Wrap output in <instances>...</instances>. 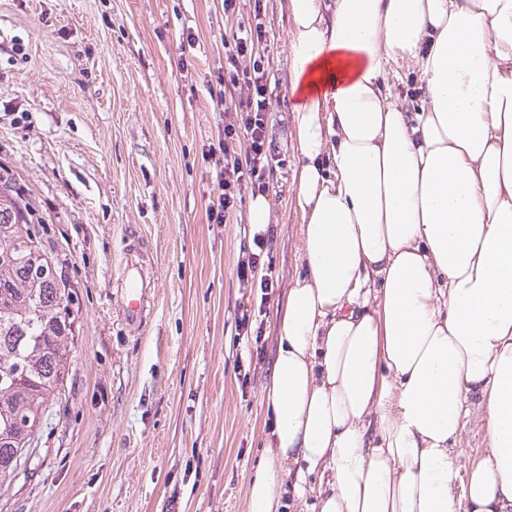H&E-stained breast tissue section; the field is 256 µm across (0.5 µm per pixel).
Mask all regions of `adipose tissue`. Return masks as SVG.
<instances>
[{
    "instance_id": "ef3b65f1",
    "label": "adipose tissue",
    "mask_w": 512,
    "mask_h": 512,
    "mask_svg": "<svg viewBox=\"0 0 512 512\" xmlns=\"http://www.w3.org/2000/svg\"><path fill=\"white\" fill-rule=\"evenodd\" d=\"M288 289L248 512H512V0H291ZM413 61L414 110L386 83ZM482 409L466 466L453 451ZM282 503L286 508H281L280 511L283 512H317L319 511L318 507H314L316 501L314 499V494L308 493L303 499H296L290 497L288 498V476L284 475L282 477ZM284 497V498H283ZM285 499V501H284Z\"/></svg>"
}]
</instances>
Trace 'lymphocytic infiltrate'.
<instances>
[{
	"label": "lymphocytic infiltrate",
	"instance_id": "1",
	"mask_svg": "<svg viewBox=\"0 0 512 512\" xmlns=\"http://www.w3.org/2000/svg\"><path fill=\"white\" fill-rule=\"evenodd\" d=\"M266 12L262 0H255L250 21L239 25L233 36V48L226 52L224 71L210 93L214 111L224 116L223 133L209 154L222 155L215 171L217 201L210 207L209 223L222 224L236 211L243 190H265L276 158L265 119L268 110L270 71L265 67L267 52ZM273 242L271 232L255 233L237 260V278L246 288H267L268 276L258 270L264 254Z\"/></svg>",
	"mask_w": 512,
	"mask_h": 512
}]
</instances>
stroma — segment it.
Segmentation results:
<instances>
[{
    "mask_svg": "<svg viewBox=\"0 0 512 512\" xmlns=\"http://www.w3.org/2000/svg\"><path fill=\"white\" fill-rule=\"evenodd\" d=\"M290 3L266 0L269 123L286 165L268 187L274 288L263 349L248 358L235 272L248 207L235 223L207 219L222 0H0V167L45 225L80 303L61 395L0 487V512H247L249 481L270 453L263 389L279 312L304 271L291 203ZM140 277L152 309L130 327L119 285Z\"/></svg>",
    "mask_w": 512,
    "mask_h": 512,
    "instance_id": "1",
    "label": "stroma"
}]
</instances>
